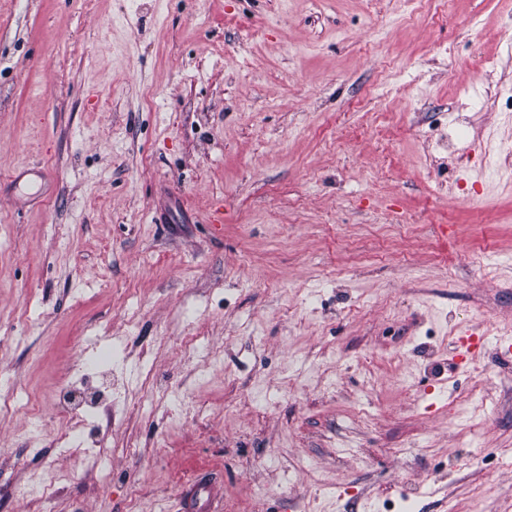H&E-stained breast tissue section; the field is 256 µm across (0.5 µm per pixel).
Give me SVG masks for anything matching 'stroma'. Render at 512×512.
<instances>
[{
    "label": "stroma",
    "instance_id": "obj_1",
    "mask_svg": "<svg viewBox=\"0 0 512 512\" xmlns=\"http://www.w3.org/2000/svg\"><path fill=\"white\" fill-rule=\"evenodd\" d=\"M510 90L512 0H0V512H512ZM115 353L116 351L105 348L84 357L76 371V383L58 392L57 415L69 425L54 437L51 447L59 448L63 452H72L95 443L99 432L97 420L112 412V393L95 391L89 400H83L75 396V393L93 389L101 368L112 361V354ZM78 414L88 419L80 427H77ZM216 493L210 486L201 481L187 482L182 485L178 494L179 512H217L214 507Z\"/></svg>",
    "mask_w": 512,
    "mask_h": 512
}]
</instances>
